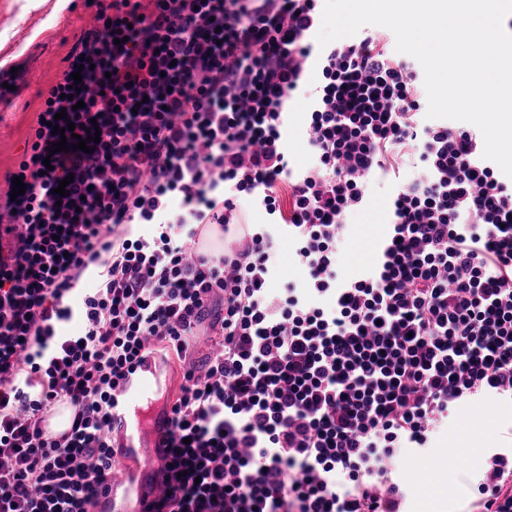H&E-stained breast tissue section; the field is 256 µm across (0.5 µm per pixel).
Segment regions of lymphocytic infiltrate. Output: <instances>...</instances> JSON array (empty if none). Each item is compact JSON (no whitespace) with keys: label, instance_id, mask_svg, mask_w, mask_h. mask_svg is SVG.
Instances as JSON below:
<instances>
[{"label":"lymphocytic infiltrate","instance_id":"lymphocytic-infiltrate-1","mask_svg":"<svg viewBox=\"0 0 512 512\" xmlns=\"http://www.w3.org/2000/svg\"><path fill=\"white\" fill-rule=\"evenodd\" d=\"M320 2L96 0L18 165L26 191L0 195V512H94L114 398L155 352L184 371L154 512H404L398 449L512 399V187L471 130L424 123L389 35L319 47ZM299 92L314 164L296 171ZM70 122L99 127L92 152L52 153ZM375 179L393 185L387 232L344 279L337 244ZM245 199L271 223L243 222ZM284 239L305 289L276 284ZM62 400L77 411L51 439ZM478 493L512 512L511 447ZM296 112H293L294 124L290 127L288 148L294 165L298 168L305 167L311 163V158L300 132V124L304 116L303 109L307 106V99L304 94L296 96L293 102Z\"/></svg>","mask_w":512,"mask_h":512}]
</instances>
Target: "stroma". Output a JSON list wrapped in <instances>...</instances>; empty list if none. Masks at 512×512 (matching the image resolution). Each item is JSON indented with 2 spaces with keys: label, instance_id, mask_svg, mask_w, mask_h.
<instances>
[{
  "label": "stroma",
  "instance_id": "obj_1",
  "mask_svg": "<svg viewBox=\"0 0 512 512\" xmlns=\"http://www.w3.org/2000/svg\"><path fill=\"white\" fill-rule=\"evenodd\" d=\"M25 0H0V34L10 39L0 50V82L8 90L0 92V191L8 188L7 177L14 171L27 148V140L41 107L42 92L62 77L67 57L92 23L95 6L89 0H69L55 23H47L49 6L23 11ZM390 190L371 183L364 208L348 218L346 235L339 247L342 277L362 276L382 241L389 218ZM494 414L485 417L478 403L464 405L444 420L430 435L429 456L401 450L396 470L411 490L406 512H470L475 502L477 479L485 470L490 449L502 446V435L512 428V400L493 401ZM467 449L469 463L462 468L441 466L448 450ZM431 467L430 484L419 483L424 467Z\"/></svg>",
  "mask_w": 512,
  "mask_h": 512
}]
</instances>
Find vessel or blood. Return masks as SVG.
<instances>
[{
  "label": "vessel or blood",
  "mask_w": 512,
  "mask_h": 512,
  "mask_svg": "<svg viewBox=\"0 0 512 512\" xmlns=\"http://www.w3.org/2000/svg\"><path fill=\"white\" fill-rule=\"evenodd\" d=\"M165 365L147 357L127 371L112 412L110 437L115 446L112 477L102 489L97 512H114L118 494L134 492V512H150L163 486L159 467L172 428L169 406L155 407Z\"/></svg>",
  "instance_id": "vessel-or-blood-1"
}]
</instances>
